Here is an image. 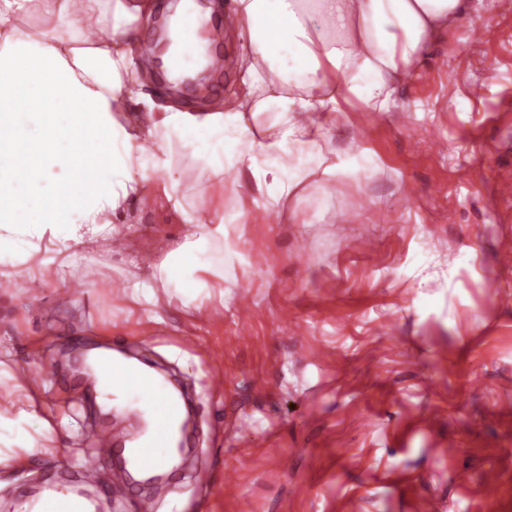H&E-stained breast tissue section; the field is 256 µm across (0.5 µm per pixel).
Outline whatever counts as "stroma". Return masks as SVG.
<instances>
[{
    "mask_svg": "<svg viewBox=\"0 0 512 512\" xmlns=\"http://www.w3.org/2000/svg\"><path fill=\"white\" fill-rule=\"evenodd\" d=\"M489 33L470 39L472 23ZM228 70L196 94L150 73L149 90L189 108L241 84L236 31ZM389 112H340L329 147L366 151L369 170L308 184L297 222L253 208L225 229L241 257L207 314L179 302L134 305L125 287L202 225L164 201L132 207L126 249L83 245L64 287L24 278L0 287V360L52 362L38 385L58 443L0 467V512H26L32 488L74 482L86 457L100 480L119 467L88 448L97 389L73 357L95 343L167 367L196 403L197 448L156 491L113 494L112 512H512V0H482L433 45ZM468 263H459L462 252ZM251 311L237 316L241 293ZM220 370L223 390L208 387ZM289 464H282L281 453ZM466 471L458 485L454 474Z\"/></svg>",
    "mask_w": 512,
    "mask_h": 512,
    "instance_id": "1",
    "label": "stroma"
}]
</instances>
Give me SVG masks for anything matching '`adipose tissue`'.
Wrapping results in <instances>:
<instances>
[{
    "label": "adipose tissue",
    "mask_w": 512,
    "mask_h": 512,
    "mask_svg": "<svg viewBox=\"0 0 512 512\" xmlns=\"http://www.w3.org/2000/svg\"><path fill=\"white\" fill-rule=\"evenodd\" d=\"M471 0H232L243 39L242 90L223 107L189 111L145 92L129 46L149 22L144 0H0V278L50 276L67 282L77 249L108 240L132 205L163 198L178 223L207 231L168 250L130 297L160 295L204 309L234 249L230 224L251 205L279 211L300 189L371 164L366 152L336 160L326 128L337 113L387 112L441 32L470 12ZM209 20L182 0L168 20L163 68L179 79L209 59L205 38L184 58L181 22ZM39 18L23 32L20 21ZM110 24L107 38L89 26ZM25 110H17L16 101ZM198 166L196 195L171 179L176 157ZM235 170L240 182L225 186ZM234 204L225 207V196ZM0 405V465L51 440L31 386Z\"/></svg>",
    "instance_id": "ef3b65f1"
}]
</instances>
